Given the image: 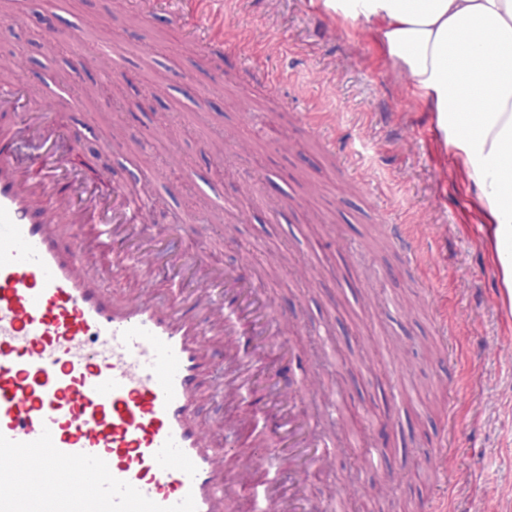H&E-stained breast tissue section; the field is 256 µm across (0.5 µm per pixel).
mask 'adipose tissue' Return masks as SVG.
Returning <instances> with one entry per match:
<instances>
[{
  "instance_id": "adipose-tissue-1",
  "label": "adipose tissue",
  "mask_w": 512,
  "mask_h": 512,
  "mask_svg": "<svg viewBox=\"0 0 512 512\" xmlns=\"http://www.w3.org/2000/svg\"><path fill=\"white\" fill-rule=\"evenodd\" d=\"M376 26L393 67L435 112L495 226L512 283V0H322Z\"/></svg>"
}]
</instances>
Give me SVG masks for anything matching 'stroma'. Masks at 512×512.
Listing matches in <instances>:
<instances>
[{"label": "stroma", "mask_w": 512, "mask_h": 512, "mask_svg": "<svg viewBox=\"0 0 512 512\" xmlns=\"http://www.w3.org/2000/svg\"><path fill=\"white\" fill-rule=\"evenodd\" d=\"M38 11L55 15L83 48L112 52L116 68L101 82L118 84V96L101 98L85 72L70 73L68 48L44 41ZM2 16L15 33L0 36V75L35 89L76 87L63 121L86 179L104 173L127 186L156 173L150 218L182 225L201 251L225 226V264L247 258L267 267L280 312L296 321L278 375L299 383L316 372L335 394L336 458L310 482L313 501L340 498L341 512H426L440 489L435 449L446 435L448 487L464 512H512V310L495 305L503 275L489 215L435 112L391 66L370 25L336 18L321 0L228 5V23L274 44L265 64L285 81L272 87L243 85L248 61L233 48L190 49L163 9L146 19L131 6L108 11L107 0H0ZM221 73L226 83H217ZM158 82L170 92L150 98ZM313 109L333 113L335 153L293 137ZM259 121L288 138L287 152L268 140L253 142L244 161L230 143L220 155L207 149L214 135H246ZM113 133L121 144L109 150ZM340 158L378 195L348 184ZM241 179L250 194L238 198ZM278 195L290 205L274 218L265 201ZM382 198L433 227L434 303L418 298L414 275L375 222ZM310 261L322 274L297 279L295 267ZM437 307L455 330V351L436 342ZM196 417L215 447L234 443L228 471L249 463L265 428L255 395L228 405L204 392ZM386 474L394 489L377 495Z\"/></svg>", "instance_id": "obj_1"}]
</instances>
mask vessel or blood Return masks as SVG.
Segmentation results:
<instances>
[{
	"label": "vessel or blood",
	"mask_w": 512,
	"mask_h": 512,
	"mask_svg": "<svg viewBox=\"0 0 512 512\" xmlns=\"http://www.w3.org/2000/svg\"><path fill=\"white\" fill-rule=\"evenodd\" d=\"M193 11L223 35L224 0H194ZM72 106L63 90L0 85V512H224L240 494L259 512H312L305 491L332 466L335 438L298 409L302 394L328 398L321 378L296 386L272 372L288 354V317L248 262L170 249L175 229L149 225L144 207L154 177L98 198L48 118ZM19 141L38 153L19 156ZM89 224L105 252L122 251L120 269L87 262ZM388 229L433 298L421 225ZM161 263L171 303L151 275ZM116 271L130 285L118 302L105 289ZM217 359L263 375L278 476L255 480L264 450L228 476L226 451L196 421Z\"/></svg>",
	"instance_id": "b4317fda"
}]
</instances>
